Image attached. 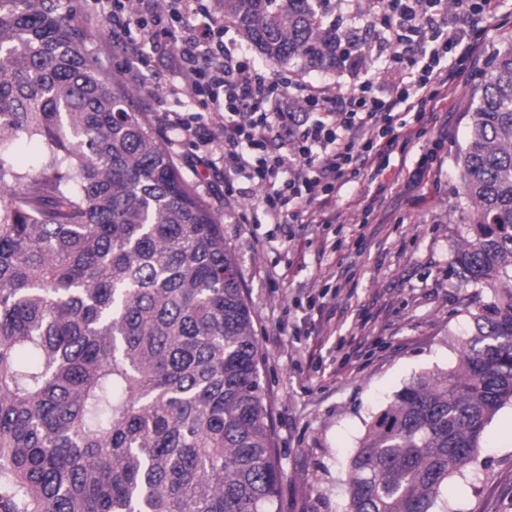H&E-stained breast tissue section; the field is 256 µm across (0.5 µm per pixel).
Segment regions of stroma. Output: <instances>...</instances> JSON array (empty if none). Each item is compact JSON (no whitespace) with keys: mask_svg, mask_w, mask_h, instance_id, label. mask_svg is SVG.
<instances>
[{"mask_svg":"<svg viewBox=\"0 0 512 512\" xmlns=\"http://www.w3.org/2000/svg\"><path fill=\"white\" fill-rule=\"evenodd\" d=\"M481 58L406 149L405 167L369 217L373 185L343 186L339 224H257L263 194L240 178L225 190L213 173L181 163L224 226L253 317L259 371L283 472L279 512H342L347 462L372 415L412 378L452 368L470 333L472 293L451 274L466 234L453 204L463 193L456 155L472 121L476 89L500 44L512 38V0L478 31ZM435 149L437 186L422 193L412 171ZM435 512H512V404L488 425L475 460L452 474Z\"/></svg>","mask_w":512,"mask_h":512,"instance_id":"35a3bbf8","label":"stroma"}]
</instances>
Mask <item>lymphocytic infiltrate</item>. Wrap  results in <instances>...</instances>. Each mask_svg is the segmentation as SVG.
<instances>
[{"label":"lymphocytic infiltrate","instance_id":"lymphocytic-infiltrate-1","mask_svg":"<svg viewBox=\"0 0 512 512\" xmlns=\"http://www.w3.org/2000/svg\"><path fill=\"white\" fill-rule=\"evenodd\" d=\"M498 0H374L371 50L389 69L404 71L380 89L374 77L332 94L309 91L298 111L286 104L287 83L255 67L241 46L224 38V18L204 0H106L114 43L139 58L162 53L171 94L197 101L200 112L158 111L154 120L175 141L210 155L224 151L225 182L245 177L261 186L262 216L270 224L298 222L309 206L327 210L342 186L367 179L376 208L390 183L386 171L399 143L419 138L416 124L435 112L461 83L480 46L474 33Z\"/></svg>","mask_w":512,"mask_h":512}]
</instances>
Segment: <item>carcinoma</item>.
<instances>
[{
	"instance_id": "cac0c4a2",
	"label": "carcinoma",
	"mask_w": 512,
	"mask_h": 512,
	"mask_svg": "<svg viewBox=\"0 0 512 512\" xmlns=\"http://www.w3.org/2000/svg\"><path fill=\"white\" fill-rule=\"evenodd\" d=\"M274 67L351 71L329 0H218ZM60 0H0V512H277L282 471L224 226ZM457 154L480 289L451 369L414 377L348 461L343 512H433L512 402V41ZM38 161L18 166L21 141ZM490 300L480 299L481 292Z\"/></svg>"
}]
</instances>
